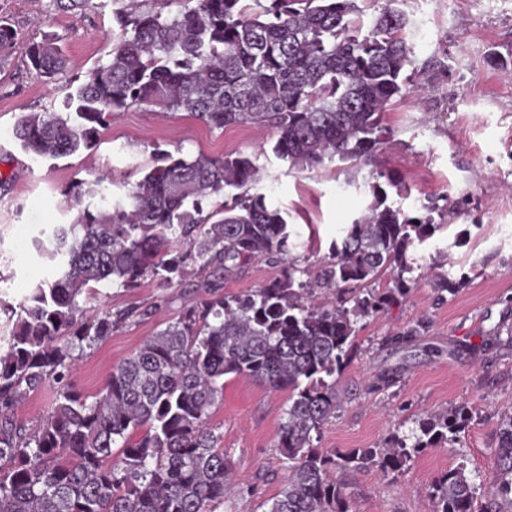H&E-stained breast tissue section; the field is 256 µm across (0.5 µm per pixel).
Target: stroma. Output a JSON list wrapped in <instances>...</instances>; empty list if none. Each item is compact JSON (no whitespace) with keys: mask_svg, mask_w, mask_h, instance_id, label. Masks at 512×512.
<instances>
[{"mask_svg":"<svg viewBox=\"0 0 512 512\" xmlns=\"http://www.w3.org/2000/svg\"><path fill=\"white\" fill-rule=\"evenodd\" d=\"M130 2L65 8L58 0H0V16L11 20L22 45L0 68V298L19 304L47 276L50 267L34 240L73 219L63 196L67 187L101 177L109 198H123L160 150L176 157H250L260 172L256 191L287 212L302 241L295 256L312 268L342 228L364 213L370 184L386 187L389 203L407 211L432 200L447 207L449 219L423 249L430 254L448 247L466 279L440 300L434 270L422 269L403 296L360 322L349 362L336 377L340 407L316 446L340 455L378 448L392 435L410 433L426 414L470 403L475 413L455 444L425 450L396 474L346 468L336 479L353 512H432L428 485L461 464L475 480L477 504H487L501 480L496 431L512 414V0H405L419 88L384 112L388 134L369 165L293 168L273 154L271 128L215 130L190 114L154 108L121 113L96 146L72 155L49 159L25 151L12 135L17 118L50 105L62 109L66 94L107 61L115 16ZM48 36L67 59L52 84L37 76L23 51ZM493 50L506 58L505 66L490 64ZM281 274L280 265L259 259L211 288L195 276L169 288L148 278L137 288L107 289L87 302L88 312L135 307L140 314L84 347L75 385L95 395L113 366L173 322L184 303L240 296ZM414 327L418 336L390 344L391 336ZM288 397L250 377L224 378V398L212 408L210 424L231 465L232 512H264L283 488L285 463L275 441Z\"/></svg>","mask_w":512,"mask_h":512,"instance_id":"35a3bbf8","label":"stroma"}]
</instances>
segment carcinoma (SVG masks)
Segmentation results:
<instances>
[{
	"instance_id": "obj_1",
	"label": "carcinoma",
	"mask_w": 512,
	"mask_h": 512,
	"mask_svg": "<svg viewBox=\"0 0 512 512\" xmlns=\"http://www.w3.org/2000/svg\"><path fill=\"white\" fill-rule=\"evenodd\" d=\"M175 14L134 8L117 16L109 60L91 69L64 106L22 114L13 134L36 157L59 158L96 145L112 116L133 107L187 112L213 129H274L273 153L299 169L337 160L354 168L385 142L382 114L416 82L411 23L382 0L364 18L358 0H187ZM17 31L0 16V66ZM32 69L56 81L65 59L55 38L28 47ZM259 170L236 153L187 160L161 153L112 202L103 180L64 190L77 210L36 250L52 275L14 306L0 347V512H216L227 499L230 463L209 427L224 376H248L290 392L276 447L284 487L266 512H353L333 478L341 468L387 475L438 443H451L473 407L460 402L381 448L332 455L313 436L336 416V373L352 352L358 320L405 294V274L422 268L408 251L429 239L434 204L413 215L387 204L373 184L366 213L329 248L316 274L291 258L286 213L251 192ZM257 259L288 264L285 274L242 298L184 306L178 317L116 364L94 396L71 379L76 350L105 339L138 315H92L78 298L102 288H163L188 275L232 276ZM390 273L378 294L369 284ZM367 287L353 305L314 304L316 288ZM61 385L54 407L30 429L15 410L47 381ZM495 457L499 500L512 507V416L502 419ZM119 452H113V449ZM463 465L429 487L433 512H477Z\"/></svg>"
}]
</instances>
